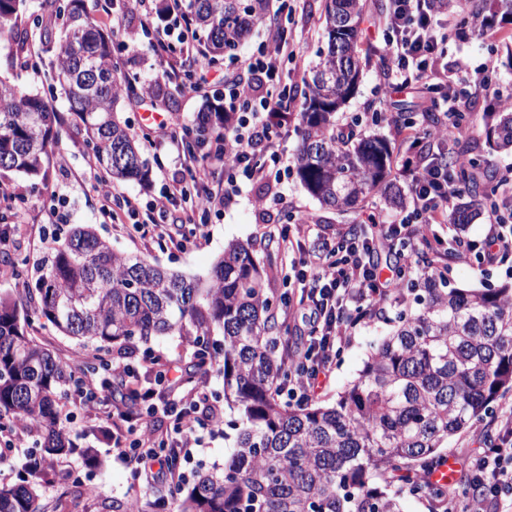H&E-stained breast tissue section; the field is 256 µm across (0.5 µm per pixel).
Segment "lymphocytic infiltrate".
I'll list each match as a JSON object with an SVG mask.
<instances>
[{"label": "lymphocytic infiltrate", "instance_id": "f902f5d3", "mask_svg": "<svg viewBox=\"0 0 512 512\" xmlns=\"http://www.w3.org/2000/svg\"><path fill=\"white\" fill-rule=\"evenodd\" d=\"M384 20L392 39L385 44L390 59L386 72L387 86L404 87L410 83L436 82L447 111L463 112L467 103L458 93L462 83L476 90L493 86L494 62H485L474 70L457 63L452 72L435 69L444 58L447 44L455 30L448 12L447 0H389ZM172 25L147 30V49L163 64L166 79L188 80L191 90H198L206 81L210 67L203 56L173 53V40L187 41L192 32V18L186 0H169ZM268 36L256 52L241 60L243 72L225 85L224 109L236 113L237 119L224 132L218 133L202 156L187 154L183 148V118L170 116L158 126L156 137L168 146L167 154L155 155L158 167L175 165L178 175L169 178L162 193L149 207H142L137 197L115 192L105 180H98L95 190L105 213L120 210L135 217L147 211L152 234L176 250H184L187 237H175L167 230L171 209L186 199L188 187L197 190L195 208L185 211L183 220L194 227L196 236H203L204 213L228 206L239 192L242 181L265 178L266 163L282 164L284 154L272 136L269 115L280 112V69L285 59L295 54V46L273 21H266ZM396 170L411 186L412 208L401 220L383 225L375 238H344L325 242L322 252L306 253L288 232L280 238L300 286L296 295L285 296L282 311L286 317L302 314L301 330L305 341L289 361L288 385L283 391L286 400L305 403L315 397L330 377L334 359L351 335L358 317L374 313L387 297L388 289L417 284L419 269L416 254L420 240L417 225L433 226L448 221V212L460 186L435 161L418 163L398 161ZM223 172L222 187H214L215 172ZM504 205L488 217L482 240L466 243L458 258L468 252L479 254L481 261L492 262L512 254V166L499 175ZM401 242L404 249L390 278H380L371 254L376 243ZM340 252L335 263L324 264V253ZM134 380L138 372L121 363L114 374L103 375L84 384L75 398L76 406L95 407L100 401L112 403L108 420L112 425V445L135 478L164 481L172 477L167 449L179 451L199 446L200 425L197 416L209 410V430H216L221 414L215 409L214 396L202 384H188L183 376L163 372L153 384L139 390V409H131L112 397V378ZM163 413L169 420L166 436L156 437L142 432L143 416ZM469 487L462 493L448 496L447 512H485L486 503H512V418L505 420L499 442L469 456L466 463Z\"/></svg>", "mask_w": 512, "mask_h": 512}]
</instances>
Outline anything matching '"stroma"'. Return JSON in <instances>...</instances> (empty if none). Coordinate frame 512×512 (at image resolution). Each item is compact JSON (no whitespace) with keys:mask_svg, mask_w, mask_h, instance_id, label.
<instances>
[{"mask_svg":"<svg viewBox=\"0 0 512 512\" xmlns=\"http://www.w3.org/2000/svg\"><path fill=\"white\" fill-rule=\"evenodd\" d=\"M87 5L96 24L113 36L119 75H129L135 79L132 90L120 98L117 110L130 134L139 143L145 144L149 134L141 119L146 110L140 102L143 86H156L154 100L159 111L178 114L191 124L198 113L210 111L216 96L223 94L224 75L239 71L237 61L228 58L216 65L209 84L201 92L188 95L176 91L174 82L161 78L160 62L144 45L143 25L148 20L160 24L157 10L162 7L163 0H152L155 12L151 15L145 14L136 0H87ZM322 5L323 0H294L292 11L285 21L296 42V49L294 57L283 63L280 77L282 85L290 89L297 108L291 112L287 124L275 129L274 137L289 159L294 157L299 143L298 107L304 102L305 81L318 64L320 51L326 46ZM385 8L386 0H365L359 38L362 65L360 84L357 93L337 113L336 121L344 127L357 125L359 131L367 136H385L390 142L393 156L397 157L403 153L404 147L393 130L386 124L376 125L362 118L369 103L387 96L385 89L379 86L386 63L376 49L374 40L369 37ZM62 22V17L52 14L42 0H27L16 19L12 34L0 37V75L10 78L25 91L45 93L52 72L50 55L33 59L28 66H20L15 36L25 34L29 44L36 45L45 33L60 37ZM511 48L512 16L503 13L497 15L487 34L478 35L465 27L457 30L448 43V61L462 58L474 68L490 59L500 63L493 89L469 95V110L475 126L470 130L468 154L477 158L482 168L491 171L512 165V152L490 147L479 129L484 112L499 107L501 98L512 96V71L502 66ZM52 151L47 176L39 185H31L29 180L16 172L0 170V184L15 189L23 207L28 210L22 223L15 226L7 249L0 250V291L11 292L18 298L23 296L25 284L12 277L8 259L25 257L36 260L52 246L54 238L65 237L76 225L91 227L118 252L145 256L168 270L185 275H207L229 243L252 244L258 254L269 252L279 257L278 268L265 285L268 295L277 301L297 286L294 270L283 255L279 239L280 230L288 223L289 211L298 209L312 217L314 229L301 239L305 250L310 252L319 250L323 239H338L365 231L374 222L389 224L401 216L400 209L391 207L379 192L373 193L361 208L354 211L340 212L322 206L306 191L296 171L292 170L281 178L270 175L261 181L242 182L236 200L220 213L211 215L206 238L197 240L185 250L175 251L151 236L142 235L130 220L124 218L115 221L102 213L93 189L100 172L89 169L87 165L89 151L78 126L68 122L58 128ZM276 192L282 194V204L262 211L255 208L256 197ZM442 273L453 287L495 289L512 283V258L496 264L453 259ZM416 308L412 296L392 298L385 305L384 315L373 316L358 326L333 364L329 380L316 397L317 402L334 404L338 394L357 378L373 345L389 333L391 318L399 310L413 311ZM28 332L66 364L73 358L94 353L93 345L79 347L74 340L63 336L43 320L33 321ZM60 412L69 415L66 432L79 450L58 465L56 481L42 488L44 504L54 505L56 498L62 495L66 498L65 512H112V502L116 499L138 501L143 512H157L156 504L161 501L165 504L166 512H178L182 495L171 493L165 484L151 486L146 481L134 480L130 468L113 450L111 439L95 437L94 432L100 426L95 412L75 408L69 396L61 400ZM500 430L499 418L492 415L474 427L449 437L441 454L454 459L459 465L454 479L456 487H463L467 482L468 474L463 466L465 459L477 447L487 445L489 437L498 436ZM87 446L95 449L104 462L103 467L88 465L81 453L82 448ZM228 447L223 431L204 433L201 447L181 458L178 469L188 475L199 469L223 466ZM75 480L86 485L96 484L98 496L88 498L73 490L71 483Z\"/></svg>","mask_w":512,"mask_h":512,"instance_id":"35a3bbf8","label":"stroma"}]
</instances>
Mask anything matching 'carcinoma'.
<instances>
[{"instance_id":"cac0c4a2","label":"carcinoma","mask_w":512,"mask_h":512,"mask_svg":"<svg viewBox=\"0 0 512 512\" xmlns=\"http://www.w3.org/2000/svg\"><path fill=\"white\" fill-rule=\"evenodd\" d=\"M21 0H0V34L12 29ZM65 16L52 68L78 118L97 164L118 181L148 177L149 161L117 115L129 78L117 79L112 38L98 28L86 0H53ZM194 25L206 34L215 64L233 57L246 33L273 10L272 0H190ZM467 15L493 24L512 14V0H465ZM362 0H325L327 49L306 80L296 170L306 190L338 211L356 208L382 189L389 203L392 156L382 137L362 136L336 123L358 88V27ZM57 112L40 95L0 78V168L36 181L49 165ZM420 126V150L430 153L433 112L406 119ZM224 127V111L185 129L195 154ZM485 135L512 148V105L486 113ZM436 162L468 183L471 202L450 213L468 224L472 207L499 201L496 176L480 171L460 138L439 146ZM276 265L253 246L224 249L205 280L168 271L140 256L118 253L88 227H75L37 262L27 303L0 295V431L31 433L36 451L17 481L0 486V512H46L41 488L75 447L59 427V399L84 380L110 371L115 355L176 336L195 350L192 376L224 378V404L236 414L224 470L198 472L181 512H403L394 481L416 475L448 437L484 420L490 405L512 391V285L494 290L441 288L436 270L424 274L420 309L399 312L359 378L333 406L281 402L288 381L283 360L287 329L264 283ZM44 319L95 354L73 369L28 334L29 316Z\"/></svg>"}]
</instances>
